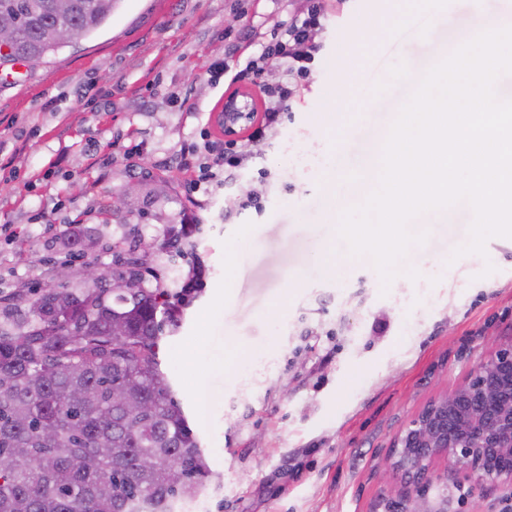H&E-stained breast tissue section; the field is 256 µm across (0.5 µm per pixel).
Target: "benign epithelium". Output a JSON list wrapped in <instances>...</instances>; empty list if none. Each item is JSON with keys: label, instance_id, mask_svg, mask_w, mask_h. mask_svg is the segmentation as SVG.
Instances as JSON below:
<instances>
[{"label": "benign epithelium", "instance_id": "1", "mask_svg": "<svg viewBox=\"0 0 512 512\" xmlns=\"http://www.w3.org/2000/svg\"><path fill=\"white\" fill-rule=\"evenodd\" d=\"M256 91L224 99V131L233 136L255 111ZM448 468L476 485L512 483V344L500 345L463 384L435 398L398 436L387 469L415 488L401 496V512H429L424 489L436 478L433 466Z\"/></svg>", "mask_w": 512, "mask_h": 512}]
</instances>
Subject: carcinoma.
Masks as SVG:
<instances>
[{"instance_id": "obj_1", "label": "carcinoma", "mask_w": 512, "mask_h": 512, "mask_svg": "<svg viewBox=\"0 0 512 512\" xmlns=\"http://www.w3.org/2000/svg\"><path fill=\"white\" fill-rule=\"evenodd\" d=\"M120 0H0L15 39L3 64L42 62L87 35ZM118 275L140 274L130 250ZM167 285L125 302L110 288H45L28 313L0 307V512H180L210 472L200 442L158 360L180 315ZM121 319L127 335L113 334Z\"/></svg>"}]
</instances>
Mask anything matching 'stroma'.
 I'll use <instances>...</instances> for the list:
<instances>
[{"instance_id":"obj_1","label":"stroma","mask_w":512,"mask_h":512,"mask_svg":"<svg viewBox=\"0 0 512 512\" xmlns=\"http://www.w3.org/2000/svg\"><path fill=\"white\" fill-rule=\"evenodd\" d=\"M305 8L121 0L99 30L45 63L0 68V142L13 151L0 169V225L12 230L0 235V297L26 305L59 267L79 283L88 265L112 270L132 238L156 243L146 287L171 277L192 286L160 358L211 473L198 512H390L384 459L395 437L494 344L512 342V238L454 258L472 214L441 210L385 287L371 259L349 256L337 237L326 191L342 176L340 156L369 155L421 76L512 0H441L413 37L405 23L367 26L397 0H324L308 77L284 63L264 76L294 96L263 141L240 132L239 183L197 189L171 168L172 155L192 149L212 162L205 144L224 135L211 112L248 86L211 84L209 66L243 69ZM357 53L375 57L367 87L337 98ZM106 146L112 160L98 163ZM175 236L183 254L172 262L159 247ZM325 246L342 267L325 268ZM435 470L427 497L446 512H504L512 501L511 484L478 487L441 462Z\"/></svg>"}]
</instances>
